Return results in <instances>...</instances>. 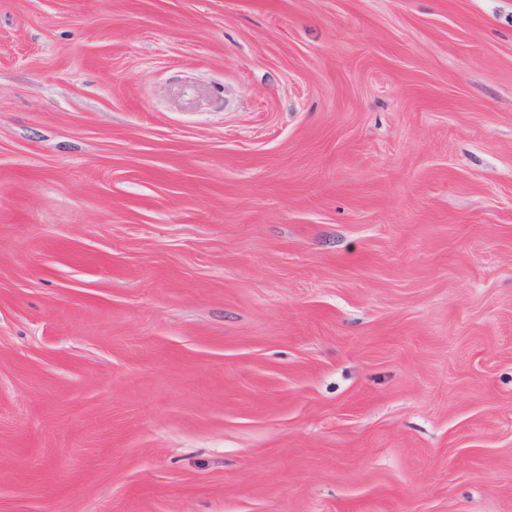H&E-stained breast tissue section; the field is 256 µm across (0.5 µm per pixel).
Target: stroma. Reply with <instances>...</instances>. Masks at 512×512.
Wrapping results in <instances>:
<instances>
[{"instance_id":"1","label":"stroma","mask_w":512,"mask_h":512,"mask_svg":"<svg viewBox=\"0 0 512 512\" xmlns=\"http://www.w3.org/2000/svg\"><path fill=\"white\" fill-rule=\"evenodd\" d=\"M0 512H512V0H0Z\"/></svg>"}]
</instances>
